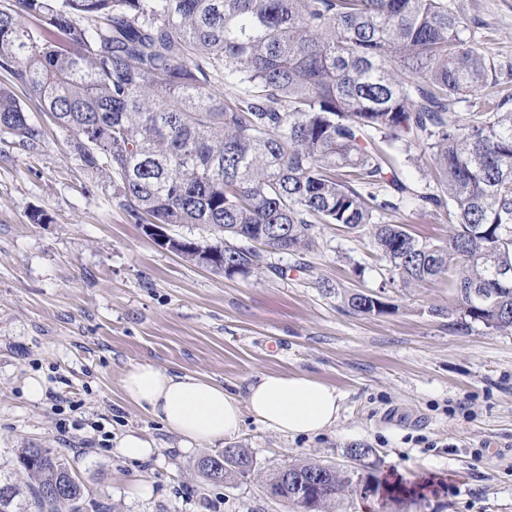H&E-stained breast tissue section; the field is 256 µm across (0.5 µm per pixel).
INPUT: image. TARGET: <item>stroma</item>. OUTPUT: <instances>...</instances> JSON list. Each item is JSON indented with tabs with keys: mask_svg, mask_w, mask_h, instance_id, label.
<instances>
[{
	"mask_svg": "<svg viewBox=\"0 0 512 512\" xmlns=\"http://www.w3.org/2000/svg\"><path fill=\"white\" fill-rule=\"evenodd\" d=\"M449 3L474 21L487 58L512 65V0ZM306 259V274L273 254L282 274L231 277L191 263L129 223L64 132L47 127L31 152L0 137V469L23 486V449L59 451L84 487L82 512H297L268 495L267 478L307 460L353 470L346 450L361 445L418 493L385 505L349 492L334 512H512V333L449 332L436 313L449 277L390 286L368 237L320 228ZM324 278L380 293L385 312H341ZM139 362L238 396L265 373L306 374L341 392L340 417L295 438L245 418L224 445L247 449L254 469L212 484L197 469L212 447L181 449L124 401L122 376ZM33 376L48 392L38 401L24 393ZM129 431L152 442L149 459L118 453Z\"/></svg>",
	"mask_w": 512,
	"mask_h": 512,
	"instance_id": "1",
	"label": "stroma"
}]
</instances>
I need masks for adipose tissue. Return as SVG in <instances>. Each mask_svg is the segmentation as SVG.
<instances>
[{"label": "adipose tissue", "instance_id": "ef3b65f1", "mask_svg": "<svg viewBox=\"0 0 512 512\" xmlns=\"http://www.w3.org/2000/svg\"><path fill=\"white\" fill-rule=\"evenodd\" d=\"M122 391L128 403L178 435L183 448L236 436L248 415L287 436L315 435L336 423L342 404L335 386L304 374H264L237 396L211 379L149 362L126 370Z\"/></svg>", "mask_w": 512, "mask_h": 512}]
</instances>
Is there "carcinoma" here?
<instances>
[{
  "label": "carcinoma",
  "instance_id": "1",
  "mask_svg": "<svg viewBox=\"0 0 512 512\" xmlns=\"http://www.w3.org/2000/svg\"><path fill=\"white\" fill-rule=\"evenodd\" d=\"M0 135L23 151L44 126L107 175L133 224L203 226L173 251L224 272L279 274L274 253L304 259L318 226L367 234L400 288L455 266L448 328L512 332V94L500 85L468 20L448 0H15L0 10ZM474 98L460 114L455 103ZM428 164L419 191L397 157ZM443 214L440 244L388 216ZM319 288L349 315L380 313L373 291ZM478 289L487 295L480 300ZM250 459L224 449L210 482ZM22 489L0 477V512H80L82 486L49 448H25ZM316 461L287 477L318 476L304 512H326L356 484L364 496L407 492L374 471Z\"/></svg>",
  "mask_w": 512,
  "mask_h": 512
}]
</instances>
